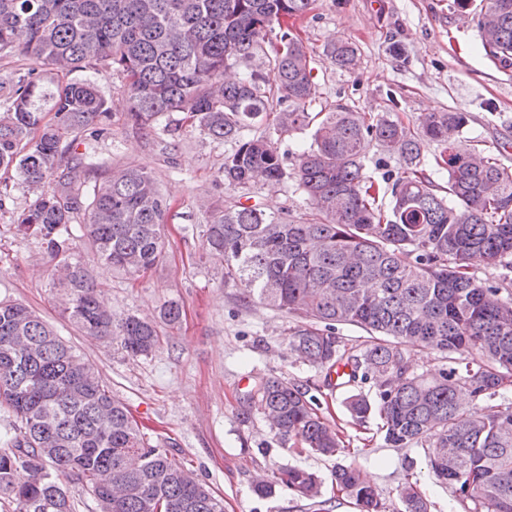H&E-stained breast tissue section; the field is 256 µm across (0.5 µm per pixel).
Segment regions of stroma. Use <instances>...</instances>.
I'll return each mask as SVG.
<instances>
[{"label": "stroma", "instance_id": "1", "mask_svg": "<svg viewBox=\"0 0 512 512\" xmlns=\"http://www.w3.org/2000/svg\"><path fill=\"white\" fill-rule=\"evenodd\" d=\"M484 6L485 0H316L293 28L315 60L318 95L310 111L343 105L412 127L428 112H461L467 124L457 149L497 155L512 170V69L496 66L481 48L476 18ZM347 39L359 48L350 71L337 68L327 55L331 44ZM83 76L111 96L112 114L107 132L86 130L75 141V152L100 173L145 168L156 178L169 213L164 259L137 280L98 263L83 242H76L74 257L91 271L115 315L154 317L173 300L181 306V321L163 327L154 353L132 358L119 344L83 336L61 319L52 262L38 238L16 232L15 222L34 196L12 173L0 183V299L23 303L52 325L125 404L150 443L193 469L223 498L224 512H314L307 500L282 486L265 497L255 494V482L272 478L283 465L315 472L326 484L331 512H359L330 485L340 464L358 467L388 512H401L398 493L408 480L429 500L431 512H454L451 492L430 474L423 449L387 445L378 414L362 424L351 418L345 399L358 393L375 398L373 384L326 387L323 372L288 349L303 317L244 299L239 288L225 284L223 261L203 249L210 207L248 199L294 217L309 212L295 178L275 187H227L222 168L233 142L213 141L181 112L165 113L153 130H140L127 119L119 75L87 70ZM246 134L269 136L291 171L313 131H278L260 121ZM262 376L307 391L335 423L344 451L332 457L299 452L294 443L273 437L256 410L241 422L244 397Z\"/></svg>", "mask_w": 512, "mask_h": 512}]
</instances>
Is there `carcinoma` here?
I'll return each instance as SVG.
<instances>
[{
	"instance_id": "cac0c4a2",
	"label": "carcinoma",
	"mask_w": 512,
	"mask_h": 512,
	"mask_svg": "<svg viewBox=\"0 0 512 512\" xmlns=\"http://www.w3.org/2000/svg\"><path fill=\"white\" fill-rule=\"evenodd\" d=\"M315 0H0V52L18 49L46 68L0 75V169L13 170L36 198L17 221L19 234L40 238L53 262L62 310L82 333L117 342L129 357H147L160 342L158 322L180 320L165 304L160 321L117 317L99 301L89 269L72 258L70 224L80 214L81 238L97 260L140 278L164 257L169 205L152 173L129 165L95 177L73 152L92 125L104 131L109 97L73 77L110 69L123 79L128 120L150 131L166 112H185L214 141H233L224 182L261 178L278 185L283 159L264 135L241 133L286 99L277 128L315 125L314 142L298 155L296 179L312 211L298 220L238 202L211 211L203 246L224 259V283L249 300L305 314L292 352L346 383L373 381L378 404L355 394L351 416L378 411L385 440L420 447L433 475L452 490L460 512H512V407L492 400L512 384V297L479 282L473 269L512 268V173L491 154L459 153L453 142L467 123L460 112H432L416 129L398 119L338 105L308 112L316 98L313 58L286 30L282 50L260 55L273 25L304 17ZM485 55L512 68V0H487L477 20ZM337 68L358 61L354 43L328 50ZM262 60L264 72L234 71ZM54 113L51 123L45 113ZM402 160L390 210L364 173L367 139ZM426 142L448 174L435 185L423 168ZM365 329L359 354L341 353L336 325ZM415 347L448 353L456 366L437 376L410 369ZM469 393L470 402L460 399ZM245 401L256 404L274 437L302 451L334 456L343 449L334 425L298 385L260 377ZM0 412L13 434L0 451V500L11 512H76L60 478L73 477L96 497L101 512H224L195 472L144 439L126 406L53 328L22 303L0 301ZM334 481L360 512H386L359 471L338 466ZM284 486L328 512L321 479L284 466L259 496ZM404 512H430L414 484L399 492Z\"/></svg>"
}]
</instances>
